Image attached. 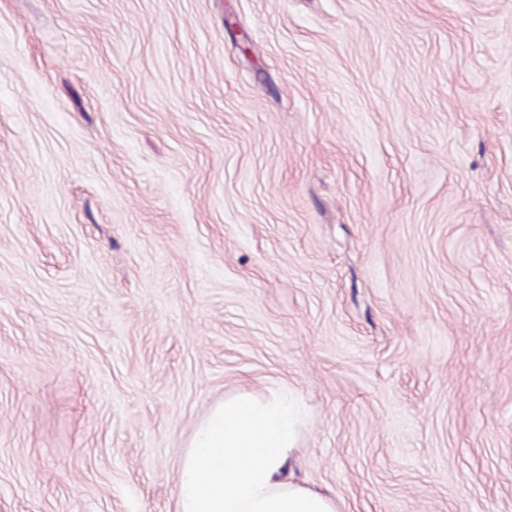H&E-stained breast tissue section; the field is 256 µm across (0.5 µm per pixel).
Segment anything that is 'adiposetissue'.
<instances>
[{"instance_id": "obj_1", "label": "adipose tissue", "mask_w": 512, "mask_h": 512, "mask_svg": "<svg viewBox=\"0 0 512 512\" xmlns=\"http://www.w3.org/2000/svg\"><path fill=\"white\" fill-rule=\"evenodd\" d=\"M299 424L279 389L213 407L181 460L176 512H336L331 497L286 476Z\"/></svg>"}]
</instances>
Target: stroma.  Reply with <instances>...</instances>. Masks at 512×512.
Masks as SVG:
<instances>
[{"label":"stroma","instance_id":"1","mask_svg":"<svg viewBox=\"0 0 512 512\" xmlns=\"http://www.w3.org/2000/svg\"><path fill=\"white\" fill-rule=\"evenodd\" d=\"M270 388L338 512H512V0H0V512Z\"/></svg>","mask_w":512,"mask_h":512}]
</instances>
